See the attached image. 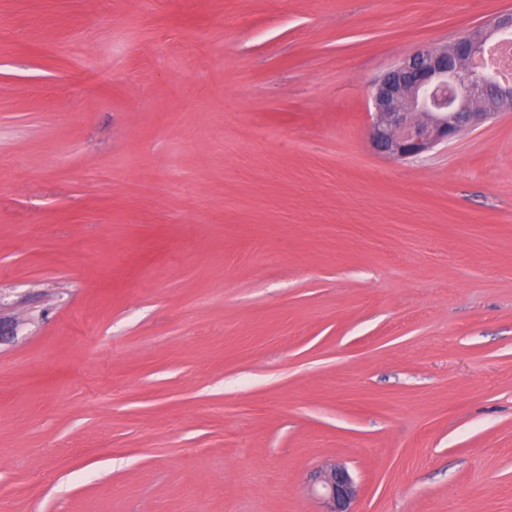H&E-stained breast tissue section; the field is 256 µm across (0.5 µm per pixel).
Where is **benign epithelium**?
<instances>
[{"label":"benign epithelium","instance_id":"obj_1","mask_svg":"<svg viewBox=\"0 0 512 512\" xmlns=\"http://www.w3.org/2000/svg\"><path fill=\"white\" fill-rule=\"evenodd\" d=\"M512 33V11L462 32L446 46L421 49L401 60L374 84L373 147L386 157L421 158L438 145L503 112H512V84L489 66L470 61ZM320 512H351L357 486L348 468L331 463L314 474Z\"/></svg>","mask_w":512,"mask_h":512}]
</instances>
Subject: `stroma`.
I'll use <instances>...</instances> for the list:
<instances>
[{
    "mask_svg": "<svg viewBox=\"0 0 512 512\" xmlns=\"http://www.w3.org/2000/svg\"><path fill=\"white\" fill-rule=\"evenodd\" d=\"M512 0H0V512H512V113L374 81ZM511 31L509 10L466 29L449 48L418 50L387 70L372 92L375 113L368 134L373 147L390 158H421L462 128L512 112V84L490 66L470 67L502 36L510 44ZM313 491L322 504L318 512H352L357 486L348 468L333 462L314 474Z\"/></svg>",
    "mask_w": 512,
    "mask_h": 512,
    "instance_id": "obj_1",
    "label": "stroma"
}]
</instances>
